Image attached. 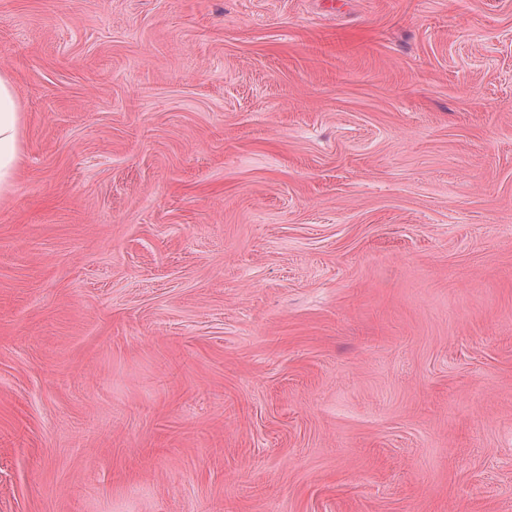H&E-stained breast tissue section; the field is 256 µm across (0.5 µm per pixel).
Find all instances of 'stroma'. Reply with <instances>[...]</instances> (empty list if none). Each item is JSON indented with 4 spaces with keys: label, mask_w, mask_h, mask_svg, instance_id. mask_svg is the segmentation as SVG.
<instances>
[{
    "label": "stroma",
    "mask_w": 512,
    "mask_h": 512,
    "mask_svg": "<svg viewBox=\"0 0 512 512\" xmlns=\"http://www.w3.org/2000/svg\"><path fill=\"white\" fill-rule=\"evenodd\" d=\"M0 512H512V0H0ZM23 112L12 77L0 72V197L9 194L22 161Z\"/></svg>",
    "instance_id": "35a3bbf8"
}]
</instances>
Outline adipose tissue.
<instances>
[{
  "label": "adipose tissue",
  "mask_w": 512,
  "mask_h": 512,
  "mask_svg": "<svg viewBox=\"0 0 512 512\" xmlns=\"http://www.w3.org/2000/svg\"><path fill=\"white\" fill-rule=\"evenodd\" d=\"M23 112L12 77L0 72V197L9 194L22 161Z\"/></svg>",
  "instance_id": "obj_1"
}]
</instances>
